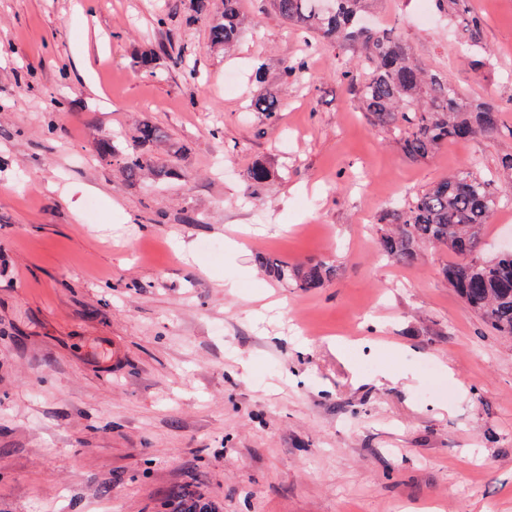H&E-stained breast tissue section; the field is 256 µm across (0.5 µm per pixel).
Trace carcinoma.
Instances as JSON below:
<instances>
[{
	"instance_id": "carcinoma-1",
	"label": "carcinoma",
	"mask_w": 512,
	"mask_h": 512,
	"mask_svg": "<svg viewBox=\"0 0 512 512\" xmlns=\"http://www.w3.org/2000/svg\"><path fill=\"white\" fill-rule=\"evenodd\" d=\"M240 0H224V10L209 16V0H195L194 12L209 17L211 44L229 50L242 32ZM468 0H433L436 11L448 17L459 31L465 59L476 67L490 63L481 20L466 7ZM318 0H271L273 9L303 34H314L356 52L343 61L338 75L351 82L369 123L388 131L411 161L431 157L450 141L492 137L505 131L500 112L490 103L464 101L462 92L436 71L414 59L394 31L380 32L362 26L371 0H333L334 10H317ZM249 110L265 119L278 112L276 100L263 96ZM512 136V130L507 132ZM165 132L154 125L139 129L137 143L121 152L126 179L139 181L154 168L140 143L160 141ZM505 190L497 192L491 179L469 167L440 180L417 194L407 193L391 203L379 219L378 251L399 264L411 265L423 244L442 245L456 260L442 267L448 286L465 306L498 336L512 340V253L478 259L481 233L505 202H512V155L501 160ZM267 275L299 288H322L336 276V268L324 261L291 264L283 260L261 261ZM170 512H213L185 486L169 493Z\"/></svg>"
}]
</instances>
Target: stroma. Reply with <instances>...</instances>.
Returning <instances> with one entry per match:
<instances>
[{
    "label": "stroma",
    "mask_w": 512,
    "mask_h": 512,
    "mask_svg": "<svg viewBox=\"0 0 512 512\" xmlns=\"http://www.w3.org/2000/svg\"><path fill=\"white\" fill-rule=\"evenodd\" d=\"M240 8L228 54L190 0H0V512H166L176 485L217 512H512V347L449 288L450 251L377 249L390 203L472 159L497 174L512 138L409 161L335 45ZM469 9L479 70L417 0L372 22L511 127L512 0ZM266 94L273 121L248 109ZM145 122L178 177L98 155ZM262 255L336 276L286 286Z\"/></svg>",
    "instance_id": "1"
}]
</instances>
